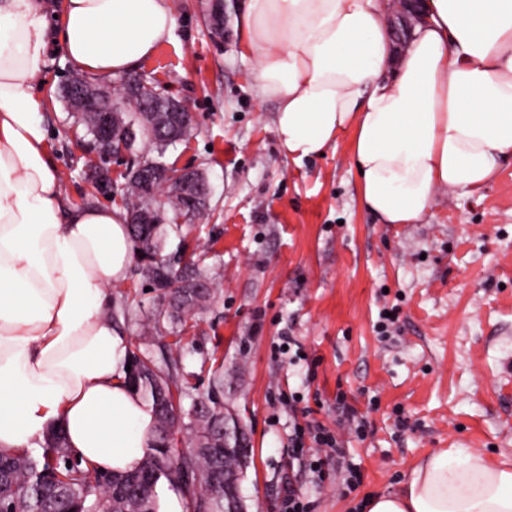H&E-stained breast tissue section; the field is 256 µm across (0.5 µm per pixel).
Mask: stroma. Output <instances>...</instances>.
I'll list each match as a JSON object with an SVG mask.
<instances>
[{"mask_svg":"<svg viewBox=\"0 0 512 512\" xmlns=\"http://www.w3.org/2000/svg\"><path fill=\"white\" fill-rule=\"evenodd\" d=\"M171 2L174 38L138 69L189 105L194 132L169 159L203 171L211 195L164 252L204 264L214 283V301L185 322L184 384L204 393L214 372L224 376V411L251 438L245 512H279L288 484L311 512H354L441 448L511 460L512 159L480 193L440 191L421 223H380L360 203L350 135L300 163L283 151L277 103L256 97L257 61L241 53L243 0H224L220 34L209 23L213 0ZM76 75L51 56L49 147L72 203L100 204L84 131L60 97ZM111 293L113 321L128 343H142L158 291L134 266ZM391 308L397 319L378 335L379 314ZM284 332L302 361L279 349ZM284 391L298 401L282 402ZM340 393L361 423L341 416ZM306 410L360 464L355 491L337 477L334 456L319 479L293 464L290 433Z\"/></svg>","mask_w":512,"mask_h":512,"instance_id":"stroma-1","label":"stroma"}]
</instances>
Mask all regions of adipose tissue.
<instances>
[{
	"instance_id": "ef3b65f1",
	"label": "adipose tissue",
	"mask_w": 512,
	"mask_h": 512,
	"mask_svg": "<svg viewBox=\"0 0 512 512\" xmlns=\"http://www.w3.org/2000/svg\"><path fill=\"white\" fill-rule=\"evenodd\" d=\"M393 76L381 0H244L241 47L277 103L289 157L351 132L362 206L419 223L442 190H480L512 158V0H422ZM169 0H0V449L61 431L83 465L130 472L154 439L129 388L127 341L107 317L134 243L125 210L76 206L50 157L51 45L92 77L126 73L172 39ZM363 512H512V465L441 448Z\"/></svg>"
}]
</instances>
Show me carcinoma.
Listing matches in <instances>:
<instances>
[{
    "label": "carcinoma",
    "instance_id": "1",
    "mask_svg": "<svg viewBox=\"0 0 512 512\" xmlns=\"http://www.w3.org/2000/svg\"><path fill=\"white\" fill-rule=\"evenodd\" d=\"M92 100L71 110L72 123L89 136L86 150L104 155L110 145L95 137L98 109L109 98L120 99L125 86L114 88L89 85ZM141 101L130 98L121 107L123 124L132 127L128 144L131 154L149 149V159L160 173H165L164 161L170 147L191 134L159 139L151 129L140 123ZM126 188L120 191L123 205L129 214L159 211L162 224L130 225L134 250L153 255L163 250L166 226L179 230L176 220L189 214L199 216L207 210L204 203L191 208L180 192L170 186L162 188L156 181L147 186L139 178L138 167L125 176ZM143 275L162 290L166 303L152 319V333L161 336L177 332L182 319L204 308L213 296L211 281L205 271L192 262L179 267L174 257L161 262L141 263ZM126 360L131 370L125 373L127 383L154 408L157 439L148 449L142 465L135 471L103 474L84 468L57 434L46 436L40 452L0 450V507L7 512H158V483L166 479L182 491L188 512H225L224 476L241 480L248 464V454L228 453L224 443L247 441L238 421L224 414L223 377L214 378L209 391L192 400L190 408L183 406L188 393L178 386L180 359L167 358L158 362L140 349L128 350ZM187 433L188 449L180 460L172 461L166 448L172 443L175 430Z\"/></svg>",
    "mask_w": 512,
    "mask_h": 512
}]
</instances>
